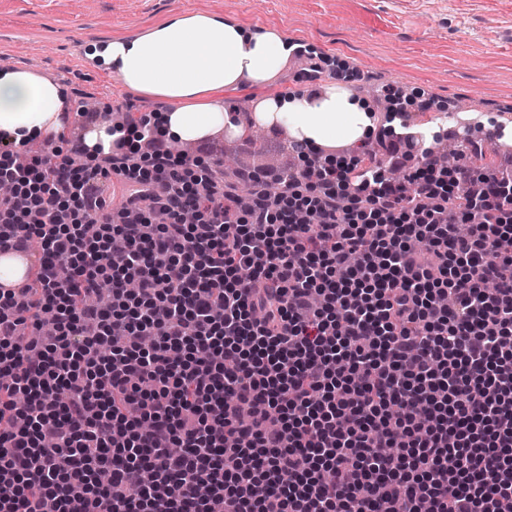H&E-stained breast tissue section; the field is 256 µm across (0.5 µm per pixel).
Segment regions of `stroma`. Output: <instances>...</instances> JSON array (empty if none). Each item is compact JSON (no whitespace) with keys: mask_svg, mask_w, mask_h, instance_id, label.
<instances>
[{"mask_svg":"<svg viewBox=\"0 0 512 512\" xmlns=\"http://www.w3.org/2000/svg\"><path fill=\"white\" fill-rule=\"evenodd\" d=\"M197 10L309 45L325 79L349 68L343 85L374 106L375 122L344 155L381 153L386 85L403 91L414 125L498 123L512 137V0H0V70L30 69L61 84L82 125L111 106L159 110L162 99L87 68V47ZM424 99L433 102L426 112Z\"/></svg>","mask_w":512,"mask_h":512,"instance_id":"stroma-1","label":"stroma"}]
</instances>
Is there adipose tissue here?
Listing matches in <instances>:
<instances>
[{"label":"adipose tissue","mask_w":512,"mask_h":512,"mask_svg":"<svg viewBox=\"0 0 512 512\" xmlns=\"http://www.w3.org/2000/svg\"><path fill=\"white\" fill-rule=\"evenodd\" d=\"M294 50L277 31H250L196 11L167 17L138 35L92 44L88 57L131 92L171 101L160 121L177 141L195 142L220 130L237 134L235 114L217 101L247 81L265 91L255 107L258 123H287L295 141L328 153L362 142L372 119L335 81L312 98L267 93ZM70 109L58 84L29 70L0 72V133L14 144L57 128Z\"/></svg>","instance_id":"obj_1"}]
</instances>
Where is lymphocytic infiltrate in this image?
<instances>
[{
	"label": "lymphocytic infiltrate",
	"mask_w": 512,
	"mask_h": 512,
	"mask_svg": "<svg viewBox=\"0 0 512 512\" xmlns=\"http://www.w3.org/2000/svg\"><path fill=\"white\" fill-rule=\"evenodd\" d=\"M112 127L0 165L39 186L0 248L42 245L0 289V512H512V177L316 153L242 210ZM126 138L127 135L124 132L116 131L112 133V129L108 126H102L92 133L89 134L88 139L86 141V145L88 150L86 152V160L93 161L98 156V153L95 151L100 149V152L107 153L112 150L116 141L120 138ZM80 159V157H78ZM85 159L81 158L79 164L84 167H91L85 164Z\"/></svg>",
	"instance_id": "1"
}]
</instances>
